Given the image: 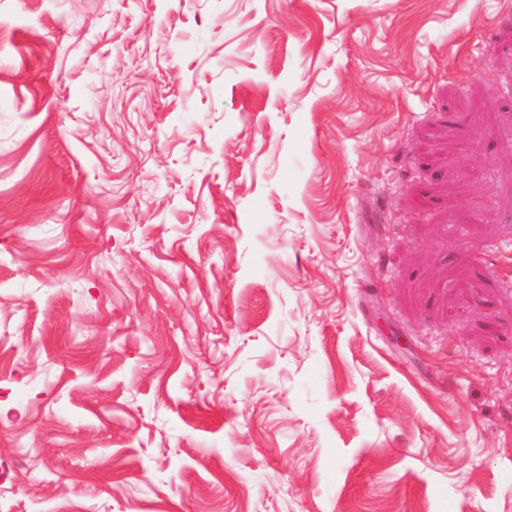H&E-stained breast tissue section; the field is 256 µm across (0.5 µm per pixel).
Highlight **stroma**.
Instances as JSON below:
<instances>
[{"instance_id":"stroma-1","label":"stroma","mask_w":512,"mask_h":512,"mask_svg":"<svg viewBox=\"0 0 512 512\" xmlns=\"http://www.w3.org/2000/svg\"><path fill=\"white\" fill-rule=\"evenodd\" d=\"M0 512H512V0H0Z\"/></svg>"}]
</instances>
